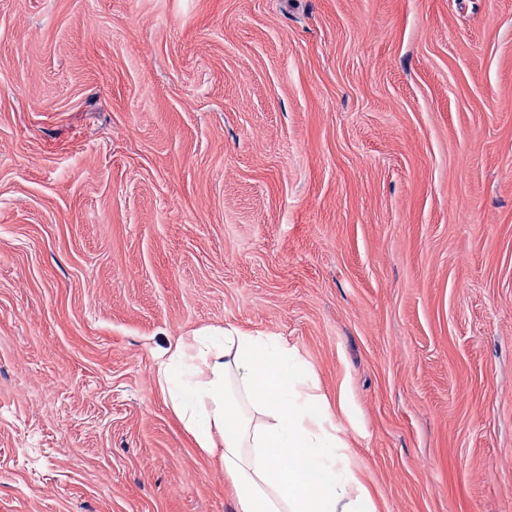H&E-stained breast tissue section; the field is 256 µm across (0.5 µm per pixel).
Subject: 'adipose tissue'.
I'll use <instances>...</instances> for the list:
<instances>
[{
    "label": "adipose tissue",
    "instance_id": "1",
    "mask_svg": "<svg viewBox=\"0 0 512 512\" xmlns=\"http://www.w3.org/2000/svg\"><path fill=\"white\" fill-rule=\"evenodd\" d=\"M157 374L195 447L218 455L237 512H375L330 406L286 341L236 328L183 336Z\"/></svg>",
    "mask_w": 512,
    "mask_h": 512
}]
</instances>
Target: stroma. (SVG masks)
I'll use <instances>...</instances> for the list:
<instances>
[{"mask_svg": "<svg viewBox=\"0 0 512 512\" xmlns=\"http://www.w3.org/2000/svg\"><path fill=\"white\" fill-rule=\"evenodd\" d=\"M224 327L376 512H512V0H0V512H235L156 378Z\"/></svg>", "mask_w": 512, "mask_h": 512, "instance_id": "35a3bbf8", "label": "stroma"}]
</instances>
